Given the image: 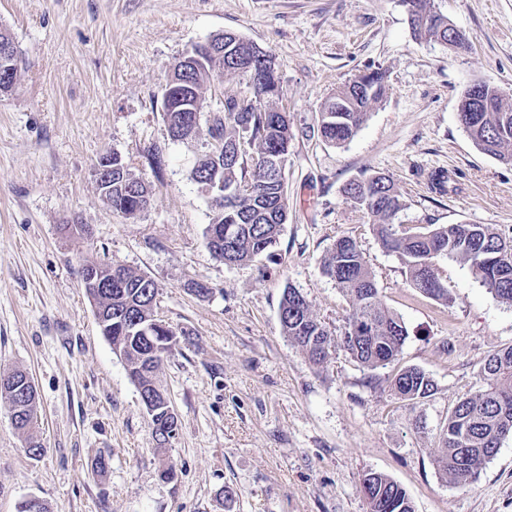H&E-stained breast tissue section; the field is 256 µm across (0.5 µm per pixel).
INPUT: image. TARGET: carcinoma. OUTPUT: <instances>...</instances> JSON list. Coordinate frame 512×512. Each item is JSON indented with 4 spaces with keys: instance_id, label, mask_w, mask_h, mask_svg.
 <instances>
[{
    "instance_id": "obj_1",
    "label": "carcinoma",
    "mask_w": 512,
    "mask_h": 512,
    "mask_svg": "<svg viewBox=\"0 0 512 512\" xmlns=\"http://www.w3.org/2000/svg\"><path fill=\"white\" fill-rule=\"evenodd\" d=\"M405 8H416L412 23L419 39L437 42L448 38V19L437 11L433 0H401ZM224 38V54H203L196 67L182 77L184 86L165 84L162 112L171 139L180 134L181 113L173 110L176 96L202 95L205 85L215 78L232 74L247 77L248 88L241 97H227L226 103L239 112H211L206 116L208 152L193 165L190 178L197 183L211 176L214 162L209 153L222 151L224 191L239 187L244 195L228 205L217 203L208 225L206 245L210 253L227 265H247L270 253L277 243L288 217L287 190L269 175L266 159L288 157L292 140L288 115L276 107L280 91L269 86L278 83L275 73L262 67L254 57L255 46L229 33ZM385 72L373 69L349 80L325 100L320 115L322 137L333 144L351 139L364 123L371 104L385 94ZM484 109L473 112L465 131L476 145L498 161L512 165V105L504 103L498 88L485 85ZM378 196L374 206L365 210L381 246L404 261L410 282L422 295L451 301L448 289L430 270V263L445 256L469 265L474 278L499 300L512 304V257L498 258L503 237L485 224H448L427 232L402 235L395 219L401 210L394 183L388 179L378 186L368 177L349 182L347 194L353 196L364 186ZM130 184L112 178V189L100 193L112 210L135 215L127 206L124 191ZM323 273L350 297L352 311L340 336L341 346L362 366L384 368L398 359L407 330L400 319L381 302L375 276L368 266L357 240L336 239L324 264ZM158 286L148 274L122 265L112 266V287L90 296L107 309L102 335L112 350L124 359L129 376L137 386L147 412L152 434L159 447L169 444L178 423L167 414L165 391L156 382L163 355L170 349L176 333L171 327L155 324ZM278 318L284 336L306 355L308 361L322 366L335 347V336L311 310L307 298L296 289L284 288L278 306ZM481 388L461 399L443 428L444 453L437 467L453 486L475 482L482 466L512 438V347L501 349L484 361L478 372ZM27 396L18 414L15 428L25 434V451L34 456L40 447L35 430L37 390L26 386ZM391 390L401 400L418 403L434 391V382L416 367L402 369L392 380ZM367 512H414L405 489L391 477L369 472L363 479Z\"/></svg>"
}]
</instances>
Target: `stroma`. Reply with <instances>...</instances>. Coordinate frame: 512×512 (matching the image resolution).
I'll return each instance as SVG.
<instances>
[{
  "mask_svg": "<svg viewBox=\"0 0 512 512\" xmlns=\"http://www.w3.org/2000/svg\"><path fill=\"white\" fill-rule=\"evenodd\" d=\"M435 5L468 49L415 38L401 0H0L19 57L17 81L0 95V373L33 379L44 443L29 456L0 400V512L29 497L50 512H366L370 470L398 482L414 512H512V438L469 486L450 485L434 464L441 428L478 389L481 364L512 346V305L448 259L435 273L450 303L423 296L343 193L351 179L384 174L409 232L488 224L512 240V166L483 153L457 115L475 80L512 98V0ZM226 31L274 55L293 133L287 222L270 254L246 266L206 246L213 206L190 178L206 131L171 140L161 112L178 57ZM377 67L382 100L351 140L324 141L322 103ZM112 152L152 185L137 216L99 196L93 169ZM437 173L455 191H439ZM75 216L88 233L63 231ZM342 235L362 245L383 304L408 331L384 368L341 349L314 367L282 333L288 285L343 331L352 303L322 272ZM87 260L158 284L156 314L177 334L157 373L178 418L167 447L80 285ZM193 281L210 295L192 293ZM405 367L424 370L434 394L395 397L390 382Z\"/></svg>",
  "mask_w": 512,
  "mask_h": 512,
  "instance_id": "obj_1",
  "label": "stroma"
}]
</instances>
